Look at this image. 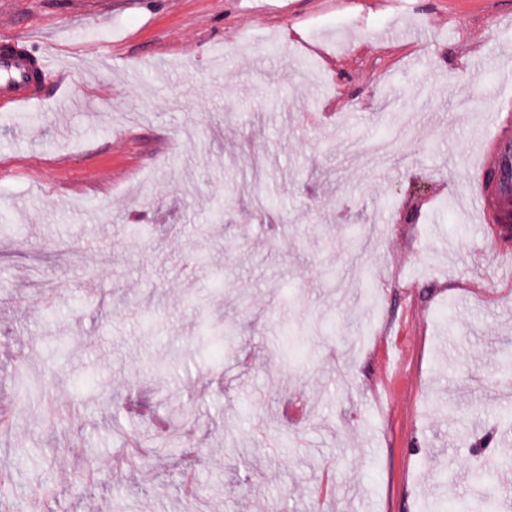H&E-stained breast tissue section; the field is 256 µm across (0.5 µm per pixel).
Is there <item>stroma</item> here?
<instances>
[{"label": "stroma", "mask_w": 512, "mask_h": 512, "mask_svg": "<svg viewBox=\"0 0 512 512\" xmlns=\"http://www.w3.org/2000/svg\"><path fill=\"white\" fill-rule=\"evenodd\" d=\"M2 36L73 99L0 117L17 503L451 512L512 456V286L470 151L512 0H0ZM127 395L194 406L159 438L192 470L118 464L151 427L100 404Z\"/></svg>", "instance_id": "obj_1"}]
</instances>
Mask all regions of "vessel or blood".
<instances>
[{
  "mask_svg": "<svg viewBox=\"0 0 512 512\" xmlns=\"http://www.w3.org/2000/svg\"><path fill=\"white\" fill-rule=\"evenodd\" d=\"M70 74L55 66L48 52L25 42L0 48V112H29L47 100L69 94ZM479 172L498 173L477 192L480 223H512V114L494 113L488 129L478 131Z\"/></svg>",
  "mask_w": 512,
  "mask_h": 512,
  "instance_id": "1",
  "label": "vessel or blood"
}]
</instances>
